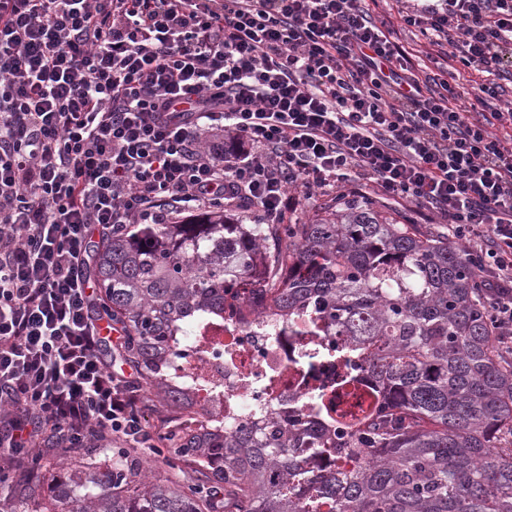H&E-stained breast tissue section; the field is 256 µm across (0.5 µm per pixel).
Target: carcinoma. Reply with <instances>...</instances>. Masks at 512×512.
Listing matches in <instances>:
<instances>
[{"label": "carcinoma", "mask_w": 512, "mask_h": 512, "mask_svg": "<svg viewBox=\"0 0 512 512\" xmlns=\"http://www.w3.org/2000/svg\"><path fill=\"white\" fill-rule=\"evenodd\" d=\"M90 274L147 400L190 415L169 376L186 327L224 317V288L272 295L302 336L345 337L327 357L367 363L373 409L343 426L298 414L231 431L174 432L172 479L92 445L22 474L0 512H512V364L464 249L368 198L308 224H245L224 210L130 224L95 246Z\"/></svg>", "instance_id": "cac0c4a2"}]
</instances>
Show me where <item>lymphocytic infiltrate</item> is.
<instances>
[{
  "label": "lymphocytic infiltrate",
  "mask_w": 512,
  "mask_h": 512,
  "mask_svg": "<svg viewBox=\"0 0 512 512\" xmlns=\"http://www.w3.org/2000/svg\"><path fill=\"white\" fill-rule=\"evenodd\" d=\"M0 0V466L150 437L105 359L94 233L351 185L468 244L512 355V0ZM482 83L469 82L471 74ZM376 6H373L371 2V6L375 8L376 12L379 13L383 18L390 20L395 28H397L400 32L401 40L409 47H415L414 44L417 43V38L414 34H412L407 28L401 27L400 19L397 14V5H400L396 2V0H378Z\"/></svg>",
  "instance_id": "lymphocytic-infiltrate-1"
}]
</instances>
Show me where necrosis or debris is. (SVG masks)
<instances>
[{
	"label": "necrosis or debris",
	"mask_w": 512,
	"mask_h": 512,
	"mask_svg": "<svg viewBox=\"0 0 512 512\" xmlns=\"http://www.w3.org/2000/svg\"><path fill=\"white\" fill-rule=\"evenodd\" d=\"M264 299L245 301L236 289L224 291V321L209 323L199 336L181 339L176 375L190 393L204 426L222 428L233 411L250 416L268 405L266 382L286 375L281 402L308 405L325 395L336 404L337 420L351 418L361 392L337 387L336 366L324 354L336 347L332 336L301 338L287 320L273 316Z\"/></svg>",
	"instance_id": "obj_1"
}]
</instances>
